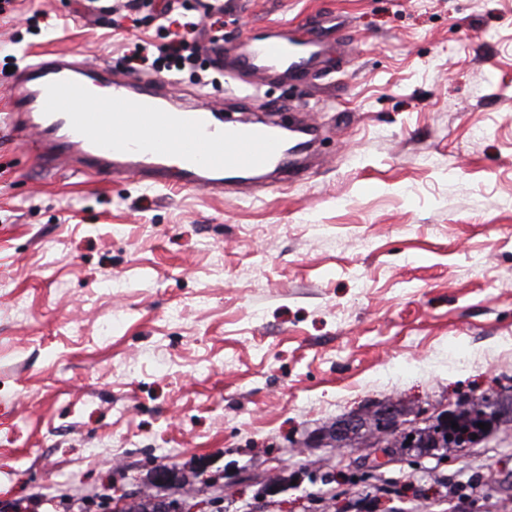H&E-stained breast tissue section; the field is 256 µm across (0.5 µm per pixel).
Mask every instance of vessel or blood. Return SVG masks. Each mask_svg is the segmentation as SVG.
Segmentation results:
<instances>
[{
    "instance_id": "b4317fda",
    "label": "vessel or blood",
    "mask_w": 512,
    "mask_h": 512,
    "mask_svg": "<svg viewBox=\"0 0 512 512\" xmlns=\"http://www.w3.org/2000/svg\"><path fill=\"white\" fill-rule=\"evenodd\" d=\"M320 46L304 30L268 36L255 40L234 68L321 80L324 72L312 68ZM99 86L110 87L108 98L94 95ZM0 95L13 138L47 168L213 195L228 187L250 194L272 175L282 181L302 176L297 156L315 132L302 124L298 138L287 142L277 123L228 124L223 107L182 105L155 84L116 76L111 67L67 53L26 62L0 83Z\"/></svg>"
}]
</instances>
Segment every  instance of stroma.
<instances>
[{"mask_svg": "<svg viewBox=\"0 0 512 512\" xmlns=\"http://www.w3.org/2000/svg\"><path fill=\"white\" fill-rule=\"evenodd\" d=\"M113 4L15 0L0 45L124 73L163 32L153 0L134 23ZM295 26L331 84L242 74L203 99L317 124L300 179L149 187L0 136V512H116L132 488L198 512H448L475 479L512 512V0H226L219 54ZM484 397L501 413L474 444L343 465L351 415L422 428Z\"/></svg>", "mask_w": 512, "mask_h": 512, "instance_id": "stroma-1", "label": "stroma"}]
</instances>
